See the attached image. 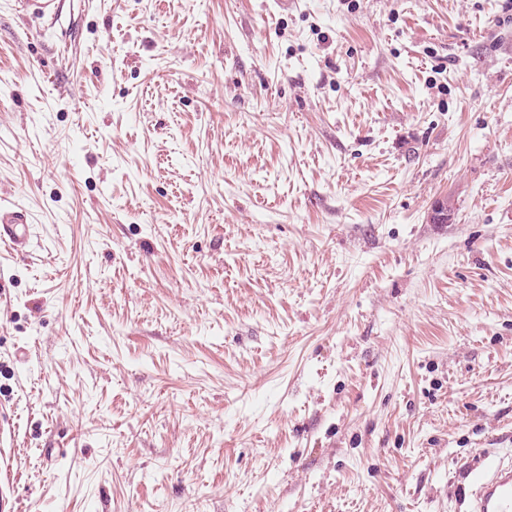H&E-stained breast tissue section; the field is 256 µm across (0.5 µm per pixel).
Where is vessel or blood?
<instances>
[{
	"instance_id": "b4317fda",
	"label": "vessel or blood",
	"mask_w": 512,
	"mask_h": 512,
	"mask_svg": "<svg viewBox=\"0 0 512 512\" xmlns=\"http://www.w3.org/2000/svg\"><path fill=\"white\" fill-rule=\"evenodd\" d=\"M29 228L25 216L0 208V243L11 248L25 246ZM469 512H512V460L491 467L467 463Z\"/></svg>"
}]
</instances>
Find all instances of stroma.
Returning <instances> with one entry per match:
<instances>
[{"instance_id": "obj_1", "label": "stroma", "mask_w": 512, "mask_h": 512, "mask_svg": "<svg viewBox=\"0 0 512 512\" xmlns=\"http://www.w3.org/2000/svg\"><path fill=\"white\" fill-rule=\"evenodd\" d=\"M0 206L15 512H467L512 451V0H0ZM29 241L26 217L13 209L0 208V243L12 249L25 246Z\"/></svg>"}]
</instances>
